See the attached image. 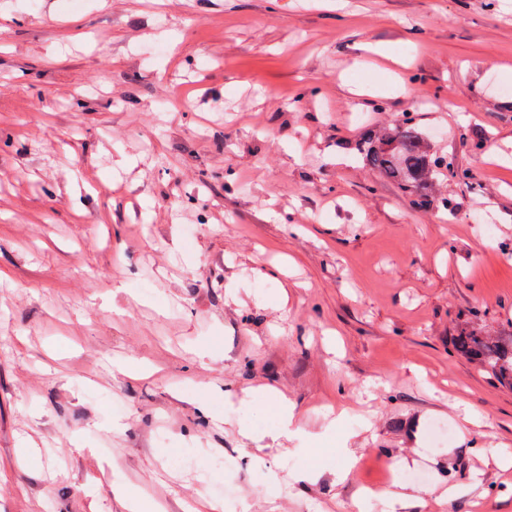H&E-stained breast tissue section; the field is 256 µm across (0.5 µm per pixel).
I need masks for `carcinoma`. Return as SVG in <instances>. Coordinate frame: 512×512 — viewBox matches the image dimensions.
I'll use <instances>...</instances> for the list:
<instances>
[{
	"label": "carcinoma",
	"mask_w": 512,
	"mask_h": 512,
	"mask_svg": "<svg viewBox=\"0 0 512 512\" xmlns=\"http://www.w3.org/2000/svg\"><path fill=\"white\" fill-rule=\"evenodd\" d=\"M362 165L396 185L422 208L437 204L448 209L441 183L452 163L411 117L366 129L350 145ZM460 355L476 362L498 382L512 386V332L490 336L464 329L452 338Z\"/></svg>",
	"instance_id": "carcinoma-1"
}]
</instances>
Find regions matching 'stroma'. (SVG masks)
<instances>
[{"label": "stroma", "mask_w": 512, "mask_h": 512, "mask_svg": "<svg viewBox=\"0 0 512 512\" xmlns=\"http://www.w3.org/2000/svg\"><path fill=\"white\" fill-rule=\"evenodd\" d=\"M165 3L0 5V512H512V389L450 345L512 328V0ZM407 114L454 210L345 150Z\"/></svg>", "instance_id": "1"}]
</instances>
